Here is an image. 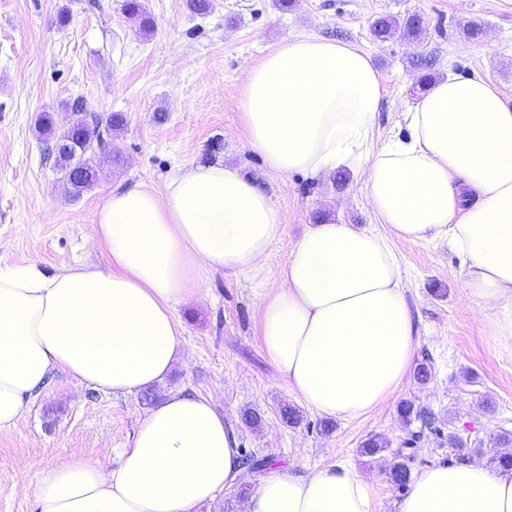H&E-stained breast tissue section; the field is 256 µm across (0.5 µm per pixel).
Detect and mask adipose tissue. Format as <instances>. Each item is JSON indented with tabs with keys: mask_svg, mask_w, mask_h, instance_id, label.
Returning a JSON list of instances; mask_svg holds the SVG:
<instances>
[{
	"mask_svg": "<svg viewBox=\"0 0 512 512\" xmlns=\"http://www.w3.org/2000/svg\"><path fill=\"white\" fill-rule=\"evenodd\" d=\"M249 145L271 172L348 171L389 235L310 225L263 302L260 342L278 378L311 409L355 418L394 401L419 344L390 242L444 243L493 341L512 340V105L478 75L448 76L373 143L385 88L370 53L289 37L238 90ZM286 222L237 167L183 165L163 189L114 188L99 206L103 267L37 258L0 264V429L22 418L59 369L95 390L136 395L183 354L176 317L207 274L260 272ZM244 469L212 402L168 393L138 421L116 466L63 460L36 471L34 512H198ZM244 512H375V481L339 463L260 477ZM398 512H512V469L436 462L414 475Z\"/></svg>",
	"mask_w": 512,
	"mask_h": 512,
	"instance_id": "obj_1",
	"label": "adipose tissue"
}]
</instances>
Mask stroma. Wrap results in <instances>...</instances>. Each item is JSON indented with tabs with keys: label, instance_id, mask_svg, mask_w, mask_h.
Returning a JSON list of instances; mask_svg holds the SVG:
<instances>
[{
	"label": "stroma",
	"instance_id": "1",
	"mask_svg": "<svg viewBox=\"0 0 512 512\" xmlns=\"http://www.w3.org/2000/svg\"><path fill=\"white\" fill-rule=\"evenodd\" d=\"M187 0H143L154 32L143 36L123 0H0V261L40 258L47 269L64 264L102 266L94 215L112 187L163 189L187 164L236 166L271 194L287 222L256 275L214 273L198 302L181 305L184 352L159 384L211 399L239 436L244 455L264 470L298 473L336 462L375 477L376 512H396L403 495L389 478L394 463L409 474L439 461H490L512 453L500 443L512 434V344L493 346L484 314L466 300V267L447 245L393 239L402 286L419 333L415 364L428 381L410 376L395 402L349 419L319 413L281 382L260 347L264 298L281 286L279 270L307 225L320 215L388 233L355 179L275 175L265 168L239 120L237 89L247 69L281 40L314 34L371 54L386 90L375 121L383 142L419 98L424 75L477 74L512 102V11L499 0H212L208 16L192 15ZM418 14L413 41L373 37L378 17ZM478 36L466 33L468 23ZM426 58L430 69L416 67ZM92 111L121 113L112 149L120 164L100 156L96 185L70 197L48 142L35 124L45 112L63 120L76 98ZM432 414L403 423L401 403ZM298 408L300 426L286 424L283 405ZM147 406L140 396L103 393L54 372L29 411L0 429V512H32L35 486L26 474L71 457L116 463ZM260 415L258 427L242 416ZM372 435L388 447L359 452Z\"/></svg>",
	"mask_w": 512,
	"mask_h": 512
}]
</instances>
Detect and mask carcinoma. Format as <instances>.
<instances>
[{"mask_svg":"<svg viewBox=\"0 0 512 512\" xmlns=\"http://www.w3.org/2000/svg\"><path fill=\"white\" fill-rule=\"evenodd\" d=\"M123 10L128 18L135 22L143 34L153 30V22L143 10L141 0H124ZM374 37L386 40L398 33L405 38H417L422 32L420 20L415 15L403 18L394 16L380 17L371 25ZM88 112L86 104L76 99L71 112L68 114L66 127L57 132L52 115H43L38 122V133L47 140L59 143L66 139L77 145V151L57 154V161L63 173L62 181L65 191L72 197L78 198L89 191L95 183V160L106 153L112 146V130L121 125L123 118L113 113L106 121L85 119L81 114ZM387 447V441L380 436H371L362 442L360 454L374 456Z\"/></svg>","mask_w":512,"mask_h":512,"instance_id":"cac0c4a2","label":"carcinoma"}]
</instances>
